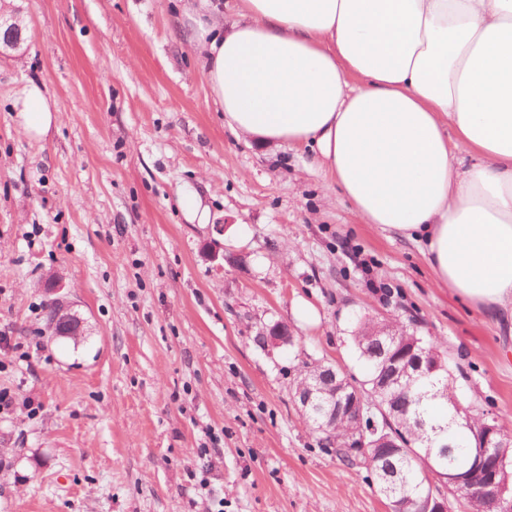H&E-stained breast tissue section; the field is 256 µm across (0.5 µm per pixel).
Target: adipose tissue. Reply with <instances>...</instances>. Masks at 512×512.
<instances>
[{
  "mask_svg": "<svg viewBox=\"0 0 512 512\" xmlns=\"http://www.w3.org/2000/svg\"><path fill=\"white\" fill-rule=\"evenodd\" d=\"M202 0L190 41L236 135L307 149L368 223L438 280L512 318V0ZM41 139L55 102L12 98Z\"/></svg>",
  "mask_w": 512,
  "mask_h": 512,
  "instance_id": "obj_1",
  "label": "adipose tissue"
}]
</instances>
